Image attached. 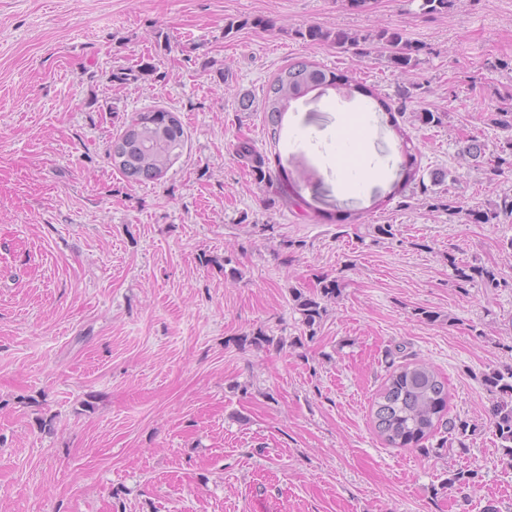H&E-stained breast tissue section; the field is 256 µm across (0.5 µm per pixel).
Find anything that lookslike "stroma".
<instances>
[{
    "label": "stroma",
    "mask_w": 512,
    "mask_h": 512,
    "mask_svg": "<svg viewBox=\"0 0 512 512\" xmlns=\"http://www.w3.org/2000/svg\"><path fill=\"white\" fill-rule=\"evenodd\" d=\"M421 3L0 0V512H512L484 381L512 367V219L445 208L512 196L489 162L512 137L494 122L512 112V0ZM310 25L398 29L420 63L304 40ZM300 58L375 96L293 100L274 146L239 100ZM151 107L180 117L185 146L135 184L107 150ZM348 113L377 179L343 161ZM402 129L421 177L403 190ZM473 137L486 163L463 156ZM241 139L275 151L271 180L241 165ZM325 276L341 293L311 334L293 292ZM414 359L447 380L461 445L424 456L376 433L373 397Z\"/></svg>",
    "instance_id": "35a3bbf8"
}]
</instances>
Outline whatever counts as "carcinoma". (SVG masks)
Listing matches in <instances>:
<instances>
[{
	"label": "carcinoma",
	"instance_id": "cac0c4a2",
	"mask_svg": "<svg viewBox=\"0 0 512 512\" xmlns=\"http://www.w3.org/2000/svg\"><path fill=\"white\" fill-rule=\"evenodd\" d=\"M298 34L312 42H322L338 49H354L360 56L371 54L372 46L380 45L388 52L390 63L402 73H408L418 65V50L404 41L400 31L382 29L374 34H359L343 28H323L309 25ZM149 70V66L139 69L121 68L112 72L114 82L127 84L139 79V74ZM323 84L350 85L344 74L306 59L288 64L266 85L261 99V109L267 123V135L272 141L279 139L285 109L291 101L315 90ZM169 111L155 108L135 113L126 123L120 134L112 139L107 153L116 168L128 181L144 183L160 179L172 162L180 155L185 140V131L175 116L168 117ZM144 119L164 127L163 136H145L139 145L132 142L131 126ZM404 145V161L401 164V186L416 180L418 176V148L407 140ZM236 154L258 182L271 178L272 169L268 154L258 150L249 140H241L236 145ZM451 217L466 218L475 224H491L500 217H512V197L504 196L493 208L470 209L462 205H444ZM464 281L478 275L494 287H509V283L499 282L494 272L487 269L455 267ZM339 284L334 279L325 278L319 288L307 295L300 290L293 292L303 324L315 334L314 326L320 322L325 307L322 303L338 297ZM487 385L497 389L500 401L492 411L491 424L495 436L512 456V368L509 372L494 371L485 377ZM448 406V386L429 366L417 361H409L399 366L388 377L372 405V416L380 438L391 448H410L425 454L429 449L423 441L444 431L438 447H448V434L456 429H465L451 420H445Z\"/></svg>",
	"mask_w": 512,
	"mask_h": 512
}]
</instances>
